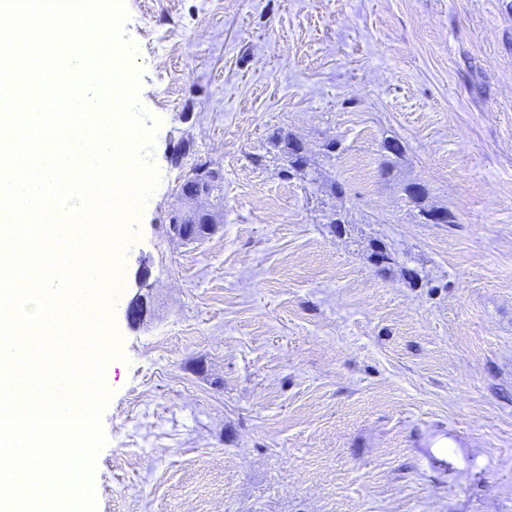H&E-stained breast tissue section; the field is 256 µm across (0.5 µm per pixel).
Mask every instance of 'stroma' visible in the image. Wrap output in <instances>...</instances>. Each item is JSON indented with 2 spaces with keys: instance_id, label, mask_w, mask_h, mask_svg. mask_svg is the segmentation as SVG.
<instances>
[{
  "instance_id": "stroma-1",
  "label": "stroma",
  "mask_w": 512,
  "mask_h": 512,
  "mask_svg": "<svg viewBox=\"0 0 512 512\" xmlns=\"http://www.w3.org/2000/svg\"><path fill=\"white\" fill-rule=\"evenodd\" d=\"M123 5L159 180L112 295L96 512H512V0ZM200 159L218 224L170 240ZM435 424L438 460L411 444ZM293 138L289 136H282L280 133L273 134L271 137V143L282 155L286 162L287 168L281 171L283 176L295 175L294 173H300L303 171V160L297 156L294 149L292 148Z\"/></svg>"
}]
</instances>
